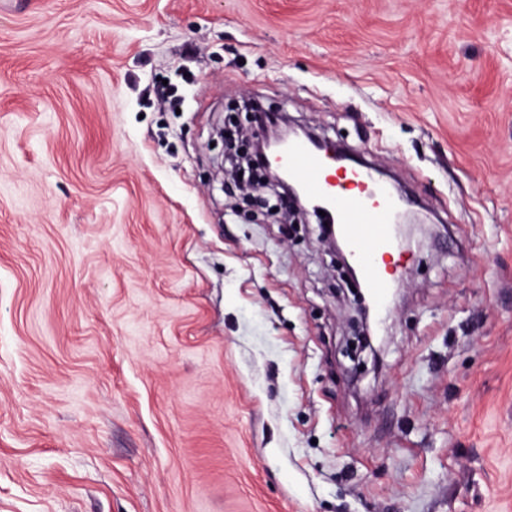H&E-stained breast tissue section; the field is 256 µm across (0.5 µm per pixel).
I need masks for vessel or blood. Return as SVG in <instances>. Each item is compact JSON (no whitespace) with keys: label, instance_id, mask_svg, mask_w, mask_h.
<instances>
[{"label":"vessel or blood","instance_id":"obj_1","mask_svg":"<svg viewBox=\"0 0 512 512\" xmlns=\"http://www.w3.org/2000/svg\"><path fill=\"white\" fill-rule=\"evenodd\" d=\"M280 163L300 180L307 195L331 211L353 251L364 283L379 305H386L397 253L393 212L396 200L381 185L373 167L338 168L310 145L295 143Z\"/></svg>","mask_w":512,"mask_h":512}]
</instances>
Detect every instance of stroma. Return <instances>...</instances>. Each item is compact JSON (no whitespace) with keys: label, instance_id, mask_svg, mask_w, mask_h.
Masks as SVG:
<instances>
[{"label":"stroma","instance_id":"1","mask_svg":"<svg viewBox=\"0 0 512 512\" xmlns=\"http://www.w3.org/2000/svg\"><path fill=\"white\" fill-rule=\"evenodd\" d=\"M249 102L429 213L380 359ZM0 512H512V0H0ZM250 112V123L254 128L252 139L246 140V144H236L234 133L227 130L225 137L227 156L234 160L239 158L247 164L250 174L249 181H262L269 187L278 200L280 209L301 210V194L299 190L288 183L278 172L273 163V156L277 149L290 140L304 137L332 162L351 160L343 150L335 143L316 137L310 130L295 128L288 123V129L276 130L272 128L270 117L273 114H286L283 112ZM242 147H245L242 149ZM241 154V155H239Z\"/></svg>","mask_w":512,"mask_h":512}]
</instances>
